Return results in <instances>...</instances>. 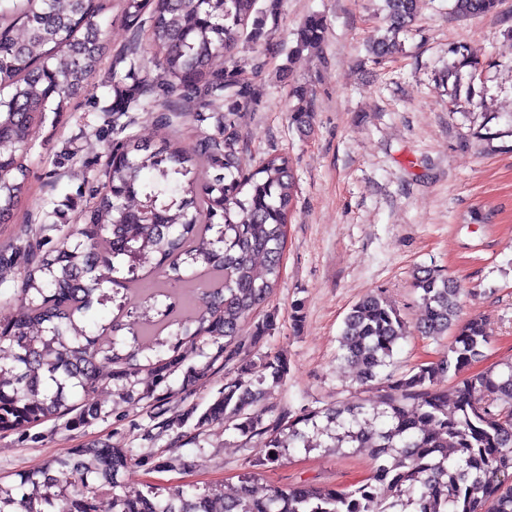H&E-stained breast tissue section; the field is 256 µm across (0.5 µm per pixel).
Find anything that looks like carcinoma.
<instances>
[{
	"label": "carcinoma",
	"mask_w": 512,
	"mask_h": 512,
	"mask_svg": "<svg viewBox=\"0 0 512 512\" xmlns=\"http://www.w3.org/2000/svg\"><path fill=\"white\" fill-rule=\"evenodd\" d=\"M104 2L0 0V90L13 89L0 95V224L10 222L26 191L34 124L50 103L62 112L84 94L99 68L104 42L96 18ZM499 4L454 0L453 9L476 17L496 12ZM277 5L278 0H123L124 21L148 35L160 86L199 100L193 120H214V132H201L190 148L169 142L153 149L125 133L129 123H114L105 181L84 211L78 241L42 236L16 248L26 256L20 305L16 315L0 321V344L12 351L11 362H0V431L26 430L73 411L71 425L85 424L98 409L81 405V397L100 382L121 385L122 394L133 399L139 355L153 351L148 370L155 391L186 363L184 346L201 341L215 352L201 367H188V378L205 375L220 360L230 379L199 416L198 427L228 422L241 436L258 438L264 454L242 475L240 493L226 498L214 490L173 488L161 478L145 492L121 493L133 460L129 449L74 448L17 485L0 484V512H96L103 491L112 494V512H512V360L448 389L437 387L488 344L484 317L461 319V289L440 269L419 268L412 288L424 308L420 332L452 333L446 355L399 378H382L386 394L376 405L307 408L263 424L267 410L259 407L261 392L252 389L250 350L276 323L268 315L249 336L241 326L279 278L294 181L282 153L245 169L238 109L256 99V92L235 68L214 71L212 61L232 54L242 41L253 44L262 59L264 27ZM387 6L392 30L414 21L417 0H387ZM324 37L323 18L311 15L298 49L317 48ZM60 52L63 61L52 64ZM122 64L128 66L123 75ZM146 82L136 53L115 56L114 117L155 109L156 101L142 93ZM219 93L225 111L206 112L209 98ZM292 96L293 121L310 123L306 87L294 86ZM197 155L208 160L213 176L195 171ZM152 262L157 278L144 289V304L153 308L165 297L171 300L165 309L127 323L116 315L96 334L80 325L94 295L101 307L123 311L127 292L139 289L140 272ZM196 265L204 267L205 277L190 271ZM106 282L112 283L109 293ZM122 330L132 336L126 351L118 347ZM406 334L399 310L383 295L367 294L345 318L341 358L360 368L361 381H373ZM163 346L168 353H161ZM264 365L275 382L287 374V363L276 355ZM320 435L330 440L328 448L375 449L368 478L353 488L302 484L286 493L255 485V468L274 462L285 448L313 447Z\"/></svg>",
	"instance_id": "obj_1"
}]
</instances>
